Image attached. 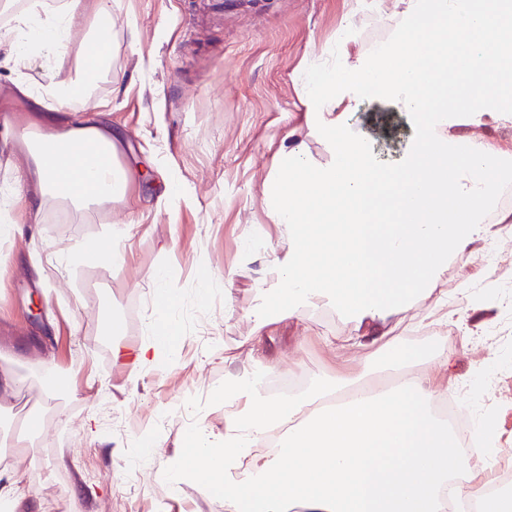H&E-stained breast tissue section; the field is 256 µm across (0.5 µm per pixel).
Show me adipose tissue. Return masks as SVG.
Segmentation results:
<instances>
[{"label":"adipose tissue","instance_id":"1","mask_svg":"<svg viewBox=\"0 0 512 512\" xmlns=\"http://www.w3.org/2000/svg\"><path fill=\"white\" fill-rule=\"evenodd\" d=\"M12 5L0 0L14 31L13 92L39 107L29 122L36 136L24 141L32 205L49 194L123 198L122 134L92 110L93 84L112 75L110 0H32L16 13ZM395 10L396 34L375 50L345 37L335 66L300 67L305 119L333 161L315 164L295 142L274 158L278 175L264 196L286 240L250 335L260 342L273 311L328 299L359 326L355 345L376 354L283 396L265 384L273 369L225 375L223 442L192 436L169 473L176 485L204 470L224 492V512H512V493L488 491L489 474L436 413L459 389L481 398L498 356L452 380L447 351L387 341L380 330L412 292L437 287L447 261L467 268L491 239L512 236V207L502 204L512 143L482 133L490 121L512 124V0H380L381 15ZM76 27L88 39L75 77L30 84L32 58L50 64ZM360 101L409 119L400 176H384L371 138L351 128Z\"/></svg>","mask_w":512,"mask_h":512}]
</instances>
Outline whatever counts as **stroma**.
I'll list each match as a JSON object with an SVG mask.
<instances>
[{
  "instance_id": "35a3bbf8",
  "label": "stroma",
  "mask_w": 512,
  "mask_h": 512,
  "mask_svg": "<svg viewBox=\"0 0 512 512\" xmlns=\"http://www.w3.org/2000/svg\"><path fill=\"white\" fill-rule=\"evenodd\" d=\"M111 6L112 77L92 92L125 134L118 152L129 175L125 198L80 209L48 197L41 210L29 209L26 188L15 180L24 155L0 151V204L8 222L23 230L0 241V369L23 378L0 417L18 428L33 413L51 421L28 433L22 447L0 441V472L17 478L19 512H52L53 493L59 512H224L223 494L196 477L170 486L168 472L191 435L223 439L225 373L256 365L284 371L296 359L306 378L330 377L371 354L327 347V340L355 332L327 300L273 314L260 343L246 337L271 282L267 264L284 241L263 194L277 175L273 158L293 133L316 163L331 160L304 121L296 71L308 59L335 62L350 8L360 22L349 33L366 52L390 39L397 22H379L378 0H112ZM83 38L75 32L52 68L33 62L29 81L73 78ZM382 112L358 103L350 123L371 133L393 172L413 130L396 115L394 134L385 135L376 123ZM169 185L180 202L158 206ZM126 224L124 263L104 255L51 263L59 248L111 238ZM488 249L498 255L495 266L480 254L464 270L449 263L440 281L453 294L470 280L464 307L489 293L500 305L494 324L476 328L470 353H463L455 325L418 329L436 308L434 292L417 293L409 307L391 311L385 327L405 345L458 353L463 371L493 348L503 363L482 402L494 407L501 447L512 448V239ZM156 269L175 291L171 304L154 296L147 275ZM156 325L175 335L155 364L134 372L114 361V344L134 348ZM154 437L161 446L151 458L130 455Z\"/></svg>"
}]
</instances>
